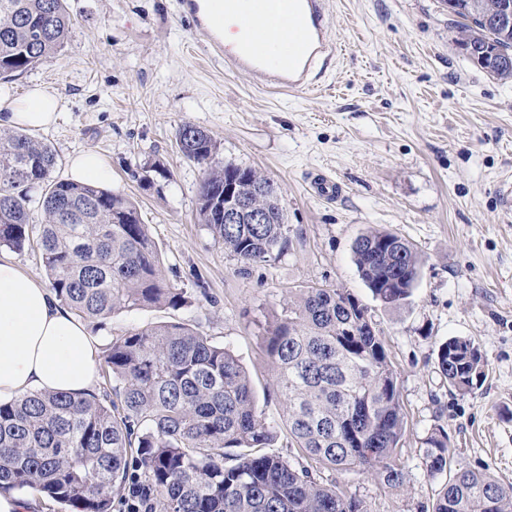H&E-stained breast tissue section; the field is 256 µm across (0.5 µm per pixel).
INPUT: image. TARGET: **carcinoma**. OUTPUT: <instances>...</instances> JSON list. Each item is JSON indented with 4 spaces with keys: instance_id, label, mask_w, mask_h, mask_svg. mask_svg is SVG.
<instances>
[{
    "instance_id": "obj_1",
    "label": "carcinoma",
    "mask_w": 512,
    "mask_h": 512,
    "mask_svg": "<svg viewBox=\"0 0 512 512\" xmlns=\"http://www.w3.org/2000/svg\"><path fill=\"white\" fill-rule=\"evenodd\" d=\"M457 46L499 80L512 78V0H444ZM73 31L65 0H0V80L8 82L61 48ZM178 151L204 171L199 215L245 271L290 243L280 187L251 167L214 163L216 145L184 124ZM51 147L24 131L0 134V247L34 243L58 300L101 328L123 310L186 303L162 276L157 251L128 198L90 183L50 178ZM246 180L265 224L224 223V181ZM43 220L31 223L32 192ZM357 271L385 308L408 302L421 258L408 240L370 229L352 247ZM292 440L301 459L262 452L277 426L258 411L251 380L228 348L182 323L112 340L99 394L34 392L0 403V494L33 491L72 512H114L137 478L153 512H367L355 496L316 480L318 467L367 474L397 487L405 414L397 375L368 307L336 288H298L266 330ZM438 370L459 394L485 378L466 338L439 345ZM431 474L448 473L432 512H512V484L489 469L452 471L448 433L425 441ZM228 448L244 452L231 454Z\"/></svg>"
}]
</instances>
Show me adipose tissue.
Instances as JSON below:
<instances>
[{"label": "adipose tissue", "mask_w": 512, "mask_h": 512, "mask_svg": "<svg viewBox=\"0 0 512 512\" xmlns=\"http://www.w3.org/2000/svg\"><path fill=\"white\" fill-rule=\"evenodd\" d=\"M59 104L36 86L0 122L23 130L52 125ZM99 373L98 348L85 323L38 278L0 258V402L31 392L83 395Z\"/></svg>", "instance_id": "adipose-tissue-1"}]
</instances>
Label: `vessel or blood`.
Returning a JSON list of instances; mask_svg holds the SVG:
<instances>
[{
	"instance_id": "1",
	"label": "vessel or blood",
	"mask_w": 512,
	"mask_h": 512,
	"mask_svg": "<svg viewBox=\"0 0 512 512\" xmlns=\"http://www.w3.org/2000/svg\"><path fill=\"white\" fill-rule=\"evenodd\" d=\"M252 11L265 17V28L251 33L234 54L224 45L222 16L232 10L236 0H182V13L195 26L209 33L207 51L213 57H230L233 65L247 71L258 86L285 93L314 88L317 71L328 68L335 47L328 39V17L324 0H250ZM294 18L291 27L279 25L281 13ZM272 41L288 42L291 53L279 67L265 63V47Z\"/></svg>"
}]
</instances>
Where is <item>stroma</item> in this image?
Returning a JSON list of instances; mask_svg holds the SVG:
<instances>
[{
	"label": "stroma",
	"instance_id": "1",
	"mask_svg": "<svg viewBox=\"0 0 512 512\" xmlns=\"http://www.w3.org/2000/svg\"><path fill=\"white\" fill-rule=\"evenodd\" d=\"M72 37L5 83L0 113L36 85L55 93L58 122L34 130L57 154H98L111 189L137 207L168 282L184 306L116 313L97 341L135 328L185 323L232 350L257 407L282 420L264 329L302 286L337 288L371 308L397 370L407 427L398 456L403 485L322 470L317 479L356 495L368 512H432L446 475L430 476L424 439L449 437L454 469L489 468L512 484V81L473 65L440 0H326L338 47L318 87L298 94L257 88L210 58L179 0H66ZM216 141L215 161L252 167L281 187L291 245L248 273L198 214L203 171L175 140L183 124ZM342 187L329 201L309 178ZM395 233L423 258L411 300L375 303L353 262L369 229ZM471 339L485 361L472 393L452 391L437 349Z\"/></svg>",
	"mask_w": 512,
	"mask_h": 512
}]
</instances>
